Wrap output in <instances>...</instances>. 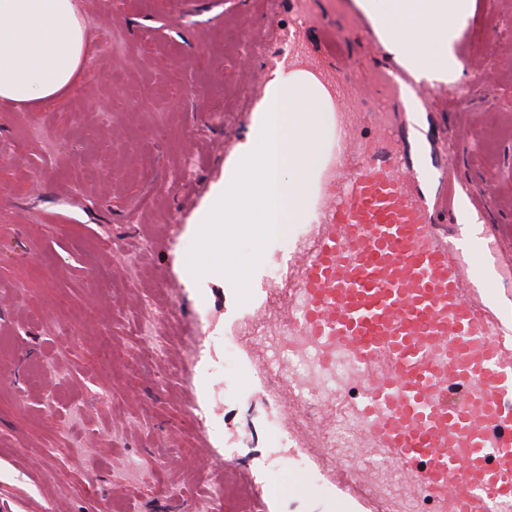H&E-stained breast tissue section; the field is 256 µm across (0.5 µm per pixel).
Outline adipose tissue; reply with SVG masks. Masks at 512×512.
Returning <instances> with one entry per match:
<instances>
[{"instance_id":"1","label":"adipose tissue","mask_w":512,"mask_h":512,"mask_svg":"<svg viewBox=\"0 0 512 512\" xmlns=\"http://www.w3.org/2000/svg\"><path fill=\"white\" fill-rule=\"evenodd\" d=\"M396 58L456 80L455 43L472 0H358ZM93 51L79 0H0V106L37 112L65 99Z\"/></svg>"}]
</instances>
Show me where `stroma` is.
Returning a JSON list of instances; mask_svg holds the SVG:
<instances>
[{
  "label": "stroma",
  "mask_w": 512,
  "mask_h": 512,
  "mask_svg": "<svg viewBox=\"0 0 512 512\" xmlns=\"http://www.w3.org/2000/svg\"><path fill=\"white\" fill-rule=\"evenodd\" d=\"M96 50L86 78L40 112L0 108V512H210L224 480L195 434L227 435L237 464L273 470L278 512H336L293 493L316 478L291 444L256 434V399L224 394V283L176 286L222 186L224 133L259 94L245 60L268 24L315 42L352 0H315L301 27L257 0H81ZM122 48L113 52L112 41ZM440 135L463 126L464 191L512 251V0H473ZM197 330L186 349L184 325ZM169 373L154 377L156 367Z\"/></svg>",
  "instance_id": "1"
}]
</instances>
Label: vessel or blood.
Segmentation results:
<instances>
[{
  "mask_svg": "<svg viewBox=\"0 0 512 512\" xmlns=\"http://www.w3.org/2000/svg\"><path fill=\"white\" fill-rule=\"evenodd\" d=\"M354 27L375 63L366 107L350 59ZM320 40L322 55L302 43L276 59L336 75L304 221L288 255L266 252L224 329L253 332L243 349L251 367L277 363L278 383L259 396L328 476L340 451L319 434L346 420L433 512L512 505V323L496 300L512 282V257L498 252L497 224L457 243L471 197L424 127L447 114L448 92L404 62L379 64L383 39L361 15ZM292 353L304 356L303 371L289 368ZM329 380L359 397L309 406L302 389Z\"/></svg>",
  "mask_w": 512,
  "mask_h": 512,
  "instance_id": "vessel-or-blood-1",
  "label": "vessel or blood"
}]
</instances>
